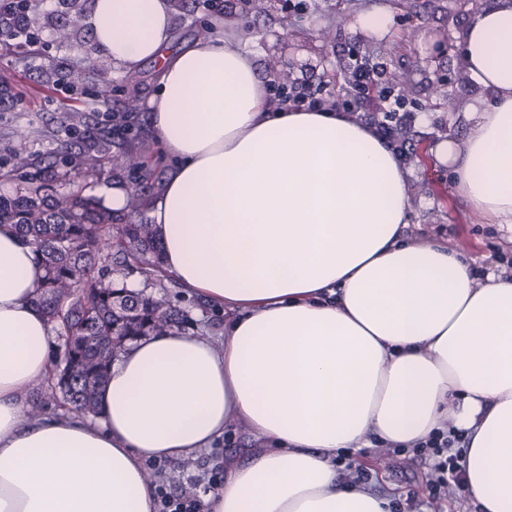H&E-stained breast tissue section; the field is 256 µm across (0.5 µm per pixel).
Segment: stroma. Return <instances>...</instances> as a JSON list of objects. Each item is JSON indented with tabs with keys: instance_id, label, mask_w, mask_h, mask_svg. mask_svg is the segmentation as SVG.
<instances>
[{
	"instance_id": "1",
	"label": "stroma",
	"mask_w": 512,
	"mask_h": 512,
	"mask_svg": "<svg viewBox=\"0 0 512 512\" xmlns=\"http://www.w3.org/2000/svg\"><path fill=\"white\" fill-rule=\"evenodd\" d=\"M491 0H309L298 13L296 24L283 28L280 8L270 13L241 17L240 0H223L219 9H206L188 0L174 12L173 47L189 46L202 31L215 29L243 35L258 67L275 77L273 47L279 34L288 36V54L295 60H313L316 68L307 80L325 82L334 89L343 85L342 69L348 48L385 54L391 70L403 83L407 100L417 105L410 128L413 152L405 164L411 187L412 232L423 238H442L460 248L477 274L494 270L512 273V226L491 224L470 212L454 194L448 165L429 158L431 148L444 140L464 139L466 129L455 116L460 106L475 96L460 64L457 35L475 11ZM390 8L395 25L390 34L367 38L350 25L339 24L344 15H354L370 5ZM91 0H41L30 15V27L39 40L32 51L0 54V192L12 190L20 172L14 165L16 150H25L30 170L51 169L67 173L62 188L67 192L103 197L111 186L108 164L99 161L97 175L87 173L79 134L72 127L75 112H97L98 126L108 131L113 153L136 148L143 156L156 153L151 137V113L156 70L143 63L141 83L134 96L136 108L124 122L113 120L112 110H123L127 94L124 72L94 41L87 25L70 28L67 40L58 31L69 27L74 12L88 14ZM111 83V111H98L96 93L102 83ZM172 306L186 315L190 329L214 342L224 336V315L201 306L186 296L171 278H164ZM351 460L370 474L373 493L389 498L392 512H405L410 501L427 496L429 463L412 454L394 453L380 446L357 448Z\"/></svg>"
}]
</instances>
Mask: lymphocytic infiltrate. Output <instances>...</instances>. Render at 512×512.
Wrapping results in <instances>:
<instances>
[{"mask_svg":"<svg viewBox=\"0 0 512 512\" xmlns=\"http://www.w3.org/2000/svg\"><path fill=\"white\" fill-rule=\"evenodd\" d=\"M34 0H0V29L8 31L0 46L34 41L29 15ZM343 94H335L327 84L315 86L289 81L274 92L279 104L287 109H326L364 113L373 127L399 159H407L409 142L406 130L414 114L409 109L401 87L381 56L352 50L344 70ZM467 446L462 434L439 430L424 442L413 446V455L429 459L431 479L427 512H442V505L456 488L462 487L461 461ZM224 484V458L214 453L211 465L203 472L197 489L172 493L166 481H159L154 490L156 512H205L202 491H211Z\"/></svg>","mask_w":512,"mask_h":512,"instance_id":"f902f5d3","label":"lymphocytic infiltrate"}]
</instances>
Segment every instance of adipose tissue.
I'll return each instance as SVG.
<instances>
[{
	"label": "adipose tissue",
	"instance_id": "adipose-tissue-1",
	"mask_svg": "<svg viewBox=\"0 0 512 512\" xmlns=\"http://www.w3.org/2000/svg\"><path fill=\"white\" fill-rule=\"evenodd\" d=\"M90 25L114 66L156 65L161 268L228 319L218 346L133 343L97 417L28 423L51 326L33 248L1 227L0 512H156L147 462L187 460L233 424L265 445L225 462L207 512H389L342 482L337 451L409 448L447 421L469 441L476 512H512V277L409 236L408 177L384 140L342 112L272 107L237 37L169 51L170 0H94ZM460 44L479 95L457 114L465 141L435 159L470 209L512 224V0L479 8Z\"/></svg>",
	"mask_w": 512,
	"mask_h": 512
}]
</instances>
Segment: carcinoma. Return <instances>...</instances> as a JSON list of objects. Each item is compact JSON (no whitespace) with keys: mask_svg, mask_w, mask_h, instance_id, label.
<instances>
[{"mask_svg":"<svg viewBox=\"0 0 512 512\" xmlns=\"http://www.w3.org/2000/svg\"><path fill=\"white\" fill-rule=\"evenodd\" d=\"M110 162L116 177L125 170L149 173L132 150ZM2 225L34 248L44 269L35 304L64 331L59 369L48 383L52 396H62L68 413L94 416L111 365L132 343L185 327L163 296L119 283L137 272L157 287L161 245L154 227L126 221L96 197L57 192L40 171L0 192Z\"/></svg>","mask_w":512,"mask_h":512,"instance_id":"cac0c4a2","label":"carcinoma"}]
</instances>
